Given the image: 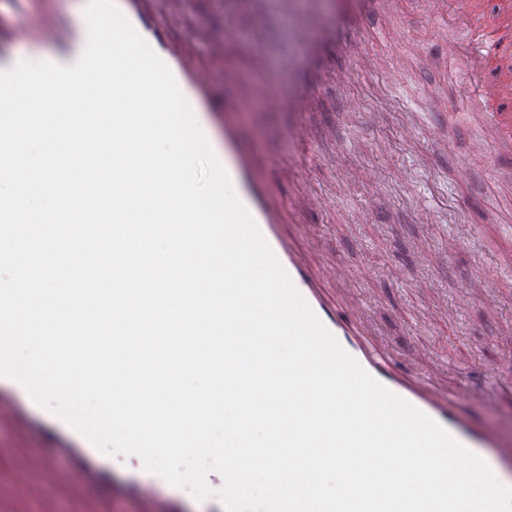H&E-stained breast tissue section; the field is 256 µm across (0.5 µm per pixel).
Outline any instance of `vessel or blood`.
Returning <instances> with one entry per match:
<instances>
[{"label":"vessel or blood","instance_id":"obj_1","mask_svg":"<svg viewBox=\"0 0 512 512\" xmlns=\"http://www.w3.org/2000/svg\"><path fill=\"white\" fill-rule=\"evenodd\" d=\"M6 2L8 11L0 10V72L21 62L70 66L81 58L88 43L85 11L89 0H75V8L67 13L46 8L44 0ZM150 2L112 0L115 9L171 70L236 197L314 315L373 379L441 426L460 446L483 460L498 482L512 488V440L463 419L453 406L454 401L475 396L487 411H496L497 378H490L480 390L461 384L455 396H448L437 381L382 355L368 340V323L328 301L321 285L330 278V269L312 268L289 235L297 207L313 206L314 198L295 206L270 195L266 174L254 165L253 148L241 132L240 114L247 100L231 97L224 105L214 103L211 67L196 63L178 49L167 18L151 9ZM432 6L440 21L471 33L470 41L455 47L452 55L473 69V80L462 95L468 107L478 110L483 126L482 137L473 144L474 152L512 159V83L505 80L506 69L512 67V0H470L467 10L458 14L449 12L446 0H432ZM288 18L291 37L309 46L314 30L304 22L302 12L289 9ZM241 36L238 23L229 17L224 23L223 45L209 43L202 29L194 32L191 40L217 57L223 46L233 45ZM296 95L294 84L280 82L262 88L258 101L265 109L277 110ZM4 430L10 432L11 440L0 445V464L7 466L19 494L16 512H26V500L36 495L42 480L59 487L69 500V512H112L109 502L88 495L85 479L60 476L48 454L33 450L27 423L0 406V431Z\"/></svg>","mask_w":512,"mask_h":512}]
</instances>
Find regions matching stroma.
Listing matches in <instances>:
<instances>
[{
  "label": "stroma",
  "mask_w": 512,
  "mask_h": 512,
  "mask_svg": "<svg viewBox=\"0 0 512 512\" xmlns=\"http://www.w3.org/2000/svg\"><path fill=\"white\" fill-rule=\"evenodd\" d=\"M315 42L279 71L298 96L280 111L246 113L242 133L268 171L272 191L299 201L327 199L324 207L301 210L298 246L313 267L335 264L336 280L326 296L364 311L376 339L406 364L436 376L455 392L474 372H492L502 383L498 413L478 399L457 411L470 422L512 438V252L494 228L512 225V181L487 155L472 153L480 128L458 94L470 69L452 61L448 44L463 30L442 29L424 0H399L390 17H379L376 0H318ZM235 14L245 36L226 47L221 66L256 75L249 33L265 36L270 58L288 42V14L280 0L254 7L250 0H177L171 34L183 41L189 27L224 38V20ZM404 69L400 83L384 71ZM418 115L420 129H403L405 112ZM304 120L309 137L287 133ZM471 171L459 181L449 156ZM488 226L467 243L458 225ZM32 419L38 420L35 450L54 448L64 434L57 415L40 406L16 379H1ZM103 470L90 484L94 497L109 496L113 483L135 480L167 497L176 512H223L222 482L208 473L207 496L154 479L133 454L98 453Z\"/></svg>",
  "instance_id": "obj_1"
}]
</instances>
